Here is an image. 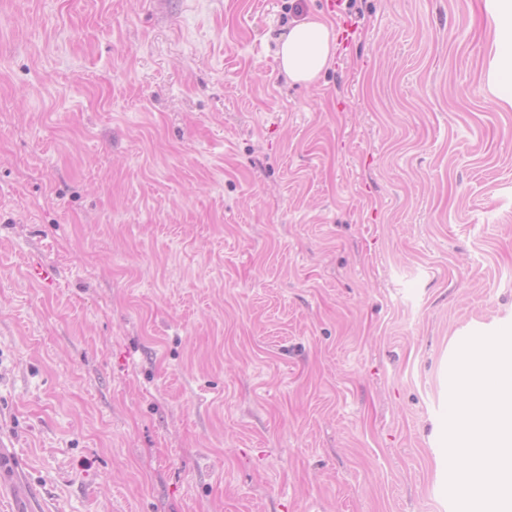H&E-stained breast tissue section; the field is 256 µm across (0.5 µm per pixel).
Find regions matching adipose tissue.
<instances>
[{
	"mask_svg": "<svg viewBox=\"0 0 512 512\" xmlns=\"http://www.w3.org/2000/svg\"><path fill=\"white\" fill-rule=\"evenodd\" d=\"M494 58L489 82L512 105V0H483ZM340 44L333 25L313 15L293 21L277 40L276 59L290 82L310 85L333 62Z\"/></svg>",
	"mask_w": 512,
	"mask_h": 512,
	"instance_id": "1",
	"label": "adipose tissue"
}]
</instances>
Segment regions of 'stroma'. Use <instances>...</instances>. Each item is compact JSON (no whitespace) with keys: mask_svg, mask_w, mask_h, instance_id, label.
Here are the masks:
<instances>
[{"mask_svg":"<svg viewBox=\"0 0 512 512\" xmlns=\"http://www.w3.org/2000/svg\"><path fill=\"white\" fill-rule=\"evenodd\" d=\"M490 45L482 0H0V442L39 512H454L448 347L512 326ZM333 25L320 15L295 20L277 40L276 60L288 81L311 85L339 50Z\"/></svg>","mask_w":512,"mask_h":512,"instance_id":"1","label":"stroma"}]
</instances>
